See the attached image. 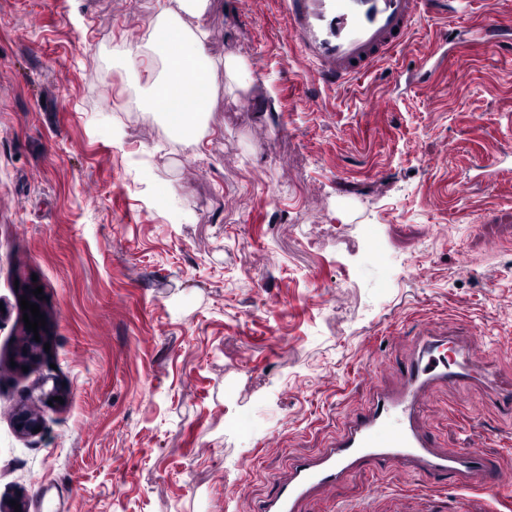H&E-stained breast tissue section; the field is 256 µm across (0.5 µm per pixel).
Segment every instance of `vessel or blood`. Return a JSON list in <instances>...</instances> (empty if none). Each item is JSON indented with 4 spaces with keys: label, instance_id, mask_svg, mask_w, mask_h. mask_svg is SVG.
Returning a JSON list of instances; mask_svg holds the SVG:
<instances>
[{
    "label": "vessel or blood",
    "instance_id": "b4317fda",
    "mask_svg": "<svg viewBox=\"0 0 512 512\" xmlns=\"http://www.w3.org/2000/svg\"><path fill=\"white\" fill-rule=\"evenodd\" d=\"M428 0H288L296 46L311 60L316 79L341 85L371 73L409 32ZM479 341H449L423 333L398 364L396 385L376 388L324 448L291 459L286 474L258 512H303L305 505L364 468L394 467L428 482L454 479L463 491L496 485L500 474L470 448L439 447L423 412L439 389L497 382L482 369Z\"/></svg>",
    "mask_w": 512,
    "mask_h": 512
}]
</instances>
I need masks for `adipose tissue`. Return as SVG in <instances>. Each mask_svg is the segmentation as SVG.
I'll return each instance as SVG.
<instances>
[{"instance_id":"1","label":"adipose tissue","mask_w":512,"mask_h":512,"mask_svg":"<svg viewBox=\"0 0 512 512\" xmlns=\"http://www.w3.org/2000/svg\"><path fill=\"white\" fill-rule=\"evenodd\" d=\"M158 0L159 12L150 41L128 48L130 64H138L149 54H158L162 75L147 73L146 79L168 128L184 144L200 143L205 132V117L212 103L209 73L213 67L203 40L204 18L209 0ZM194 97L197 110L188 114L181 105Z\"/></svg>"}]
</instances>
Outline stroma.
<instances>
[{
	"mask_svg": "<svg viewBox=\"0 0 512 512\" xmlns=\"http://www.w3.org/2000/svg\"><path fill=\"white\" fill-rule=\"evenodd\" d=\"M491 10L512 19V0L425 15L336 87L281 0H210L214 97L186 147L126 60L157 0H0V512H254L423 327L482 337L512 380V54L484 35ZM33 285L50 348L24 369ZM463 399L475 450L512 472V413L482 388L440 390L427 429L462 447ZM21 408L40 433L17 430ZM377 487L384 512H512V485L464 495L396 469L308 512Z\"/></svg>",
	"mask_w": 512,
	"mask_h": 512,
	"instance_id": "stroma-1",
	"label": "stroma"
}]
</instances>
